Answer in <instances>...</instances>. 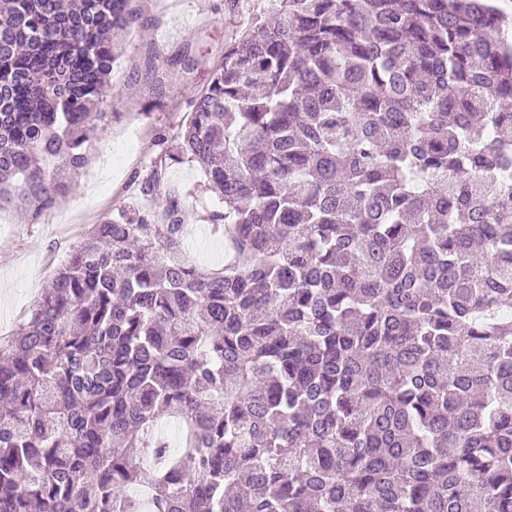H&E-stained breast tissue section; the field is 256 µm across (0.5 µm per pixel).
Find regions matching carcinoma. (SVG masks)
I'll list each match as a JSON object with an SVG mask.
<instances>
[{
	"instance_id": "1",
	"label": "carcinoma",
	"mask_w": 512,
	"mask_h": 512,
	"mask_svg": "<svg viewBox=\"0 0 512 512\" xmlns=\"http://www.w3.org/2000/svg\"><path fill=\"white\" fill-rule=\"evenodd\" d=\"M134 0H0V207L85 169ZM512 16L270 0L0 341V512H512ZM185 429L174 449L162 422ZM203 176L194 163H170L165 171L163 186L148 203L163 210L169 199H177L187 224V245L197 264L205 268L224 266V237L214 234L208 224V214L224 206L211 192L202 191Z\"/></svg>"
}]
</instances>
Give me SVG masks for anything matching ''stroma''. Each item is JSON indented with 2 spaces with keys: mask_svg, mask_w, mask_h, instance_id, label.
I'll list each match as a JSON object with an SVG mask.
<instances>
[{
  "mask_svg": "<svg viewBox=\"0 0 512 512\" xmlns=\"http://www.w3.org/2000/svg\"><path fill=\"white\" fill-rule=\"evenodd\" d=\"M267 0H136L139 23L124 40L111 91L101 111L112 120L93 145L87 170L76 175L66 197L35 222L6 212L0 223V335L24 322L32 303L90 225L141 199L154 140L177 141L198 95L224 55V43L238 36ZM191 50L197 67L183 72L179 58ZM196 164H169L163 185L149 203L163 210L177 199L187 226V245L197 264H224V239L208 221L221 202L202 191Z\"/></svg>",
  "mask_w": 512,
  "mask_h": 512,
  "instance_id": "1",
  "label": "stroma"
}]
</instances>
